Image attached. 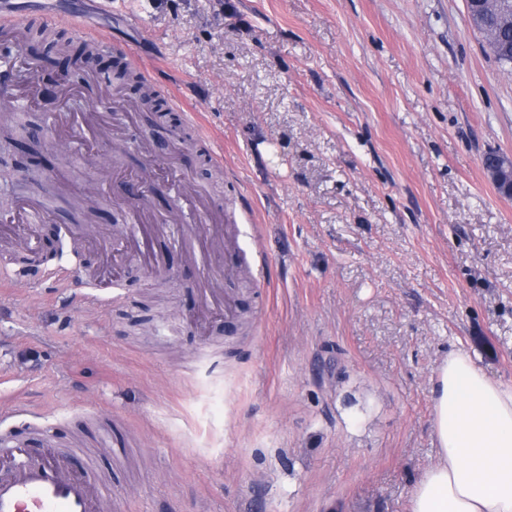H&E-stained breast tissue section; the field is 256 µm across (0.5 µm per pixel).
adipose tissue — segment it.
<instances>
[{
	"mask_svg": "<svg viewBox=\"0 0 512 512\" xmlns=\"http://www.w3.org/2000/svg\"><path fill=\"white\" fill-rule=\"evenodd\" d=\"M438 462L416 483L410 512H512V384L490 379L462 350L433 390Z\"/></svg>",
	"mask_w": 512,
	"mask_h": 512,
	"instance_id": "1",
	"label": "adipose tissue"
}]
</instances>
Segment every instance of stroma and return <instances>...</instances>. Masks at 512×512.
Here are the masks:
<instances>
[{"label":"stroma","instance_id":"35a3bbf8","mask_svg":"<svg viewBox=\"0 0 512 512\" xmlns=\"http://www.w3.org/2000/svg\"><path fill=\"white\" fill-rule=\"evenodd\" d=\"M85 24L164 110L44 69L73 111L136 122L26 140L55 187L38 238L88 244L0 282V410L53 425L31 447L97 449L117 512H409L440 362L463 349L512 384V197L482 164L512 155V65L466 0H114ZM173 162L223 218L234 321L202 316L179 187L129 194L126 173ZM138 207L159 229L108 278Z\"/></svg>","mask_w":512,"mask_h":512}]
</instances>
